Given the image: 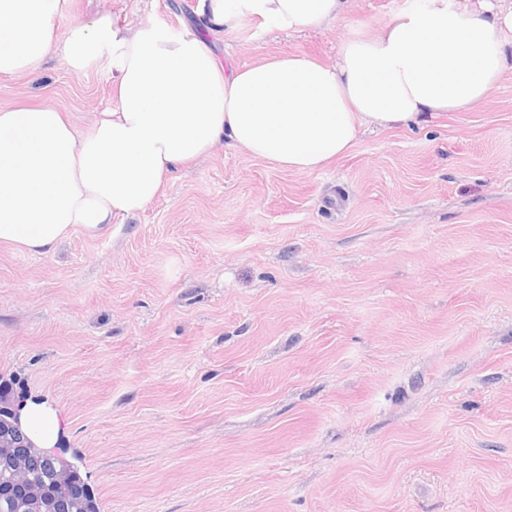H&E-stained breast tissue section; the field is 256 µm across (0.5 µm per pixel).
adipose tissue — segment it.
<instances>
[{
  "mask_svg": "<svg viewBox=\"0 0 512 512\" xmlns=\"http://www.w3.org/2000/svg\"><path fill=\"white\" fill-rule=\"evenodd\" d=\"M72 0H0V77L32 78L49 57L74 75L109 66L118 105L87 129L50 104L0 106V244L43 255L74 231L108 233L158 196L179 166L222 140L271 166L313 173L346 153L361 130L463 112L487 99L512 62V5L421 0L378 32L361 29L332 64L288 54L223 66L201 36L109 14L55 21ZM346 0H196L211 30L258 20L315 30ZM22 424L42 448L59 415L28 403Z\"/></svg>",
  "mask_w": 512,
  "mask_h": 512,
  "instance_id": "adipose-tissue-1",
  "label": "adipose tissue"
}]
</instances>
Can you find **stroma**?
Wrapping results in <instances>:
<instances>
[{
    "label": "stroma",
    "mask_w": 512,
    "mask_h": 512,
    "mask_svg": "<svg viewBox=\"0 0 512 512\" xmlns=\"http://www.w3.org/2000/svg\"><path fill=\"white\" fill-rule=\"evenodd\" d=\"M195 0H75L204 37L222 63H324L415 0L284 34ZM87 127L112 72L1 79ZM65 421L97 512H512V68L466 112L365 131L299 173L219 145L136 220L0 245V377Z\"/></svg>",
    "instance_id": "obj_1"
}]
</instances>
